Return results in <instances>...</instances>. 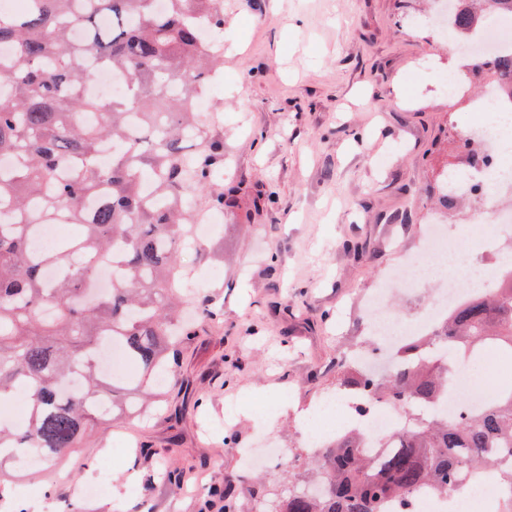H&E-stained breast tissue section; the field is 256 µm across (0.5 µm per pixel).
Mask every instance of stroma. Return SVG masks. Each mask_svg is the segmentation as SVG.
<instances>
[{"label":"stroma","instance_id":"1","mask_svg":"<svg viewBox=\"0 0 512 512\" xmlns=\"http://www.w3.org/2000/svg\"><path fill=\"white\" fill-rule=\"evenodd\" d=\"M434 0H224L222 64L210 79L207 140L223 146L220 187L238 190V205L219 214L206 246L181 254L200 280L199 293L224 310L219 323L199 320L183 346L191 385L145 421L100 423L62 462L14 472L26 512H41L40 493L79 512H198V495L156 475L180 465L208 484L234 483L244 506L263 484L309 467L313 454L302 410L336 391L337 359L368 340L363 301L383 275L417 252L432 218L449 237L494 219L496 206L455 194L442 183L465 168L483 140L464 146L475 125L480 79L456 38H436L427 20ZM440 76L465 77L467 91L448 96ZM365 243L354 257L352 242ZM237 400L227 415L228 400ZM275 401L267 415L262 406ZM130 433L135 450L112 466L140 480L121 501L111 492L84 498L106 449ZM265 440L288 456L257 472L224 449Z\"/></svg>","mask_w":512,"mask_h":512}]
</instances>
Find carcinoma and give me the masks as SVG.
Segmentation results:
<instances>
[{"label":"carcinoma","instance_id":"1","mask_svg":"<svg viewBox=\"0 0 512 512\" xmlns=\"http://www.w3.org/2000/svg\"><path fill=\"white\" fill-rule=\"evenodd\" d=\"M456 31L509 12L512 0H458ZM27 0L0 11V403L19 391L29 412L0 425V457L59 459L82 447L104 416L134 413L147 386L176 372L194 320L178 319L176 262L192 243V200L215 185L224 161L192 154L202 138L187 106L210 76L216 0ZM126 77L109 107L86 91L89 70ZM476 68L512 80V54ZM74 232L49 249L39 226L58 216ZM112 285L96 291L101 270ZM138 371L111 380L98 368L107 339ZM491 343L512 354V284L457 309L431 336L400 351L403 366L360 377L343 360L337 386L415 408L439 402L460 355ZM77 375L81 390L63 381ZM397 443L376 460L351 430L313 460L312 477L265 488L271 512H383L419 489L453 494L465 474H507L512 488V386L450 419L405 412ZM199 512H241L231 488L213 486Z\"/></svg>","mask_w":512,"mask_h":512}]
</instances>
